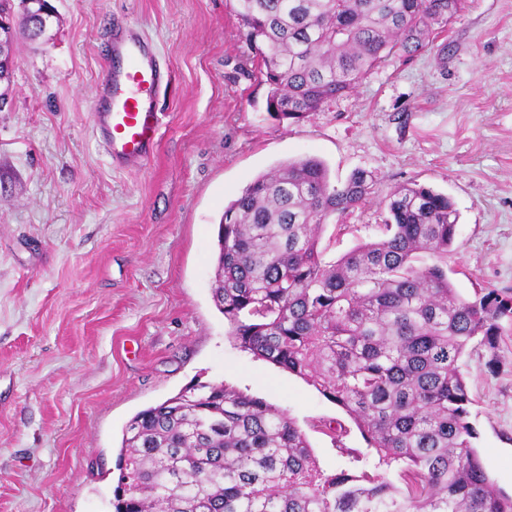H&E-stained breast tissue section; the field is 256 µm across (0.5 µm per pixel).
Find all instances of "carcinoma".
Here are the masks:
<instances>
[{"label":"carcinoma","instance_id":"cac0c4a2","mask_svg":"<svg viewBox=\"0 0 512 512\" xmlns=\"http://www.w3.org/2000/svg\"><path fill=\"white\" fill-rule=\"evenodd\" d=\"M269 85L266 111L299 121L356 89L392 54L426 48L463 0H232ZM315 157L255 178L218 224L213 300L242 350L343 408L376 462L327 472L283 411L201 384L138 412L122 438L113 512H512L472 439L463 358L499 348L512 300L470 301L441 262L456 241L451 199L417 183L385 198L386 234L334 262L327 219L365 204Z\"/></svg>","mask_w":512,"mask_h":512}]
</instances>
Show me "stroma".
Wrapping results in <instances>:
<instances>
[{"label":"stroma","mask_w":512,"mask_h":512,"mask_svg":"<svg viewBox=\"0 0 512 512\" xmlns=\"http://www.w3.org/2000/svg\"><path fill=\"white\" fill-rule=\"evenodd\" d=\"M46 39L17 36L0 112V512H112L122 430L196 383L282 409L323 470L360 471L367 443L303 379L242 351L212 298L218 221L260 174L316 157L375 194L331 216L325 258L383 237L384 197L418 183L459 212L448 277L512 297V0H464L427 50L392 57L305 119L266 111L267 84L230 0H50ZM170 68L142 168H112L91 100L112 27ZM464 374L483 464L512 495V321ZM344 426L337 436L336 426Z\"/></svg>","instance_id":"obj_1"}]
</instances>
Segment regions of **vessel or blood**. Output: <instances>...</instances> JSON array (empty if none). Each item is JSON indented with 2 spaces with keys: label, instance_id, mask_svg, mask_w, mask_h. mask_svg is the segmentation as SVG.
<instances>
[{
  "label": "vessel or blood",
  "instance_id": "b4317fda",
  "mask_svg": "<svg viewBox=\"0 0 512 512\" xmlns=\"http://www.w3.org/2000/svg\"><path fill=\"white\" fill-rule=\"evenodd\" d=\"M170 83V70L155 45L137 28L116 26L93 114V132L113 168H139L153 156L162 125L158 95Z\"/></svg>",
  "mask_w": 512,
  "mask_h": 512
}]
</instances>
